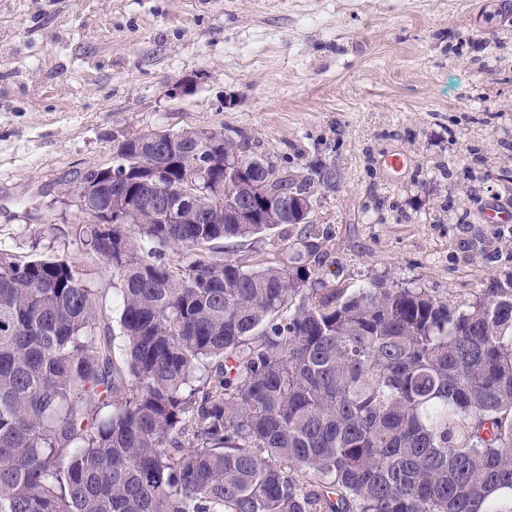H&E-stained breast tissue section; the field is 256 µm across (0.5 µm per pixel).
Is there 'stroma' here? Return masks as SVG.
Instances as JSON below:
<instances>
[{
  "label": "stroma",
  "mask_w": 512,
  "mask_h": 512,
  "mask_svg": "<svg viewBox=\"0 0 512 512\" xmlns=\"http://www.w3.org/2000/svg\"><path fill=\"white\" fill-rule=\"evenodd\" d=\"M186 128L335 167L314 214L326 280L457 303L512 280V0H0V252L88 273L110 328L74 192L123 137ZM297 234L241 257L287 263Z\"/></svg>",
  "instance_id": "35a3bbf8"
}]
</instances>
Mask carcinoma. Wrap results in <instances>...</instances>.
Returning <instances> with one entry per match:
<instances>
[{
    "instance_id": "obj_1",
    "label": "carcinoma",
    "mask_w": 512,
    "mask_h": 512,
    "mask_svg": "<svg viewBox=\"0 0 512 512\" xmlns=\"http://www.w3.org/2000/svg\"><path fill=\"white\" fill-rule=\"evenodd\" d=\"M211 144L254 166L172 186L207 152L132 136L83 210L82 243L112 273L124 359L97 289L71 262L0 253V512H512V290L456 305L423 288H338L312 263L328 232L272 196L336 189L242 132ZM223 178L217 196L209 184ZM248 198L253 221L229 209ZM120 199L130 222L95 223ZM300 227L289 264L239 247ZM165 249L179 260H162Z\"/></svg>"
}]
</instances>
